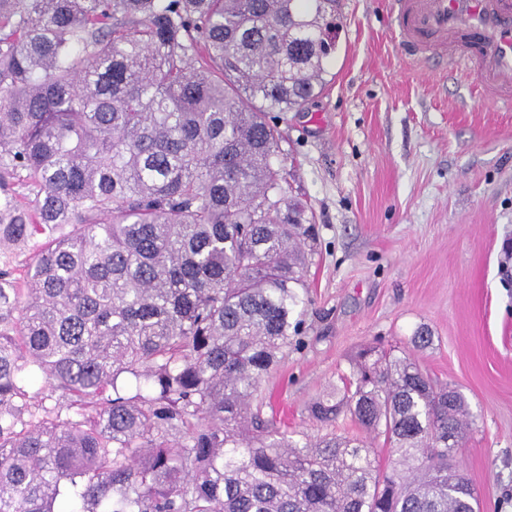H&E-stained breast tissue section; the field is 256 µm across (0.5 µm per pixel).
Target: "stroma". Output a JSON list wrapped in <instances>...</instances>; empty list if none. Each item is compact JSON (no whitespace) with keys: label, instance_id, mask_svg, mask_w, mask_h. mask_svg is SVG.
<instances>
[{"label":"stroma","instance_id":"stroma-1","mask_svg":"<svg viewBox=\"0 0 512 512\" xmlns=\"http://www.w3.org/2000/svg\"><path fill=\"white\" fill-rule=\"evenodd\" d=\"M336 19L325 90L271 115L315 237L300 343L258 397L289 430L350 436L348 418L319 422L310 404L361 348L412 353L469 405L455 462L483 512H512V110L403 55L388 0H338ZM423 328L432 342L414 349Z\"/></svg>","mask_w":512,"mask_h":512}]
</instances>
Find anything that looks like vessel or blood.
Instances as JSON below:
<instances>
[{
  "instance_id": "obj_1",
  "label": "vessel or blood",
  "mask_w": 512,
  "mask_h": 512,
  "mask_svg": "<svg viewBox=\"0 0 512 512\" xmlns=\"http://www.w3.org/2000/svg\"><path fill=\"white\" fill-rule=\"evenodd\" d=\"M406 55L439 54L512 107V0H389Z\"/></svg>"
}]
</instances>
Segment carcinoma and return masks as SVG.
Wrapping results in <instances>:
<instances>
[{
    "label": "carcinoma",
    "instance_id": "1",
    "mask_svg": "<svg viewBox=\"0 0 512 512\" xmlns=\"http://www.w3.org/2000/svg\"><path fill=\"white\" fill-rule=\"evenodd\" d=\"M335 9L0 0V512H479L468 405L409 353L311 406L385 466L252 405L308 302L267 113L325 88Z\"/></svg>",
    "mask_w": 512,
    "mask_h": 512
}]
</instances>
